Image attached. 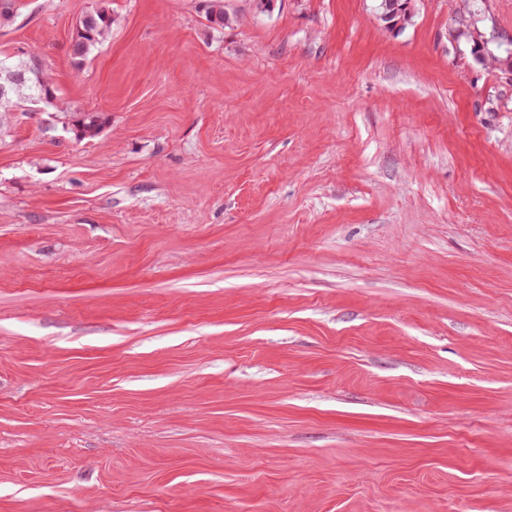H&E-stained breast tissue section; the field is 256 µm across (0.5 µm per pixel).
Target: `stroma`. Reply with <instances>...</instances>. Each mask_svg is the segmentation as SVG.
Wrapping results in <instances>:
<instances>
[{
	"instance_id": "stroma-1",
	"label": "stroma",
	"mask_w": 512,
	"mask_h": 512,
	"mask_svg": "<svg viewBox=\"0 0 512 512\" xmlns=\"http://www.w3.org/2000/svg\"><path fill=\"white\" fill-rule=\"evenodd\" d=\"M18 4L0 512H512V0ZM203 11L212 29H223L231 21V16L224 10L223 0H204ZM111 27L112 15L105 7H100L84 15L72 40L74 48L70 54L74 63L82 64L91 48L106 37ZM1 63H7L17 73H22L24 80L12 85L7 93H0V112L7 108L14 98H32L46 100L50 103L55 98V88L50 79L44 74L41 65L35 60L10 61L9 58L0 59ZM10 68H1V78L4 81H14L17 75ZM73 126L77 130V136H95L105 124V118L98 113H83L76 116Z\"/></svg>"
}]
</instances>
